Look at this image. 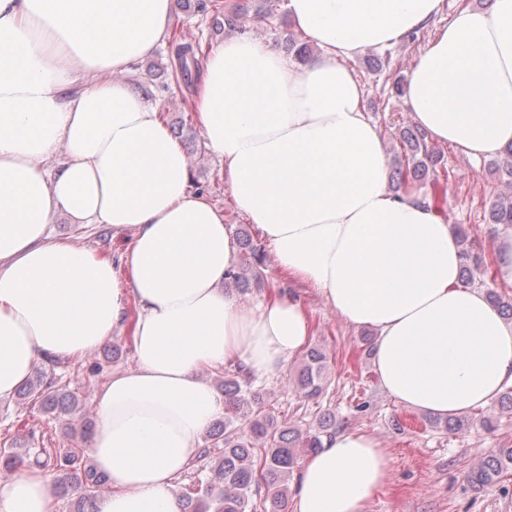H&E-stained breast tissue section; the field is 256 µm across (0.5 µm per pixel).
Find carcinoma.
<instances>
[{
	"label": "carcinoma",
	"mask_w": 512,
	"mask_h": 512,
	"mask_svg": "<svg viewBox=\"0 0 512 512\" xmlns=\"http://www.w3.org/2000/svg\"><path fill=\"white\" fill-rule=\"evenodd\" d=\"M168 43L174 57L173 80L191 85L193 72L199 70L201 45L187 41L176 30L170 33ZM398 140L403 158L393 162L391 181L400 185L430 178L434 186L432 197L438 199L440 190L448 183L443 154L414 125L399 128ZM492 166L507 191L489 200L485 220L489 224L512 226V145L498 154ZM455 229L461 245V283L469 285L477 277L491 275L492 264L473 256L468 229L462 225ZM239 237L240 260L236 271L225 280V286L244 296L252 284L261 283L265 253L245 229H240ZM487 295L492 305L511 320L512 298L496 288L488 289ZM326 370V354L318 347H311L302 357L292 384L303 398L316 399L325 389ZM218 389L224 393V415L206 433L202 451L203 455L213 454L216 459L209 474L196 477L183 493L182 512H257L254 496L263 488L270 492V512H279L300 459L323 447V438L340 427L336 415L323 413L304 431L285 425L267 407L263 394L252 387L251 373L241 365L224 372ZM17 398L46 417L69 416L78 407L74 394L54 380L51 368L36 370ZM84 455L85 449L77 445L39 448L33 441L22 455L1 448L0 472L13 473L27 461L47 468L60 495L76 496L74 512H94V499L108 486V481L84 464ZM509 471H512L511 440L501 443L494 454L471 467L467 480L473 488L481 489L498 482Z\"/></svg>",
	"instance_id": "obj_1"
}]
</instances>
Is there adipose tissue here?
<instances>
[{
	"label": "adipose tissue",
	"mask_w": 512,
	"mask_h": 512,
	"mask_svg": "<svg viewBox=\"0 0 512 512\" xmlns=\"http://www.w3.org/2000/svg\"><path fill=\"white\" fill-rule=\"evenodd\" d=\"M317 49L306 66L248 36L208 53L195 120L237 209L288 292L244 307L224 212L192 189L185 151L124 76L164 41L170 0H0V403L39 367L131 327L134 364L97 390L90 454L110 484L95 512H180L177 482L224 412L205 368L282 370L312 334L300 288L374 334L384 392L459 417L512 386V324L460 282L455 230L423 190L387 191L388 161L348 62L431 30L445 0H288ZM404 102L431 142L480 159L512 145V0L461 6L431 31ZM104 224L111 256L57 237ZM392 479L367 432L325 439L288 512H367ZM51 477L23 467L0 512H56Z\"/></svg>",
	"instance_id": "obj_1"
}]
</instances>
